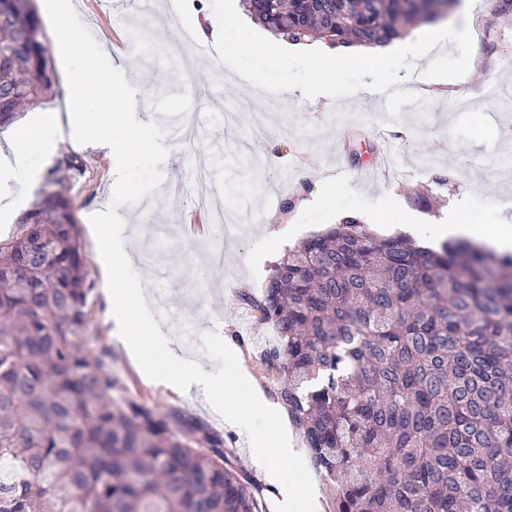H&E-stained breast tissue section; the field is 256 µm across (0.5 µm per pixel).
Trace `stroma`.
<instances>
[{
  "instance_id": "35a3bbf8",
  "label": "stroma",
  "mask_w": 512,
  "mask_h": 512,
  "mask_svg": "<svg viewBox=\"0 0 512 512\" xmlns=\"http://www.w3.org/2000/svg\"><path fill=\"white\" fill-rule=\"evenodd\" d=\"M72 2L86 31L80 40L60 34L43 10L44 0H34L54 85L46 99L0 128V142L24 133L30 148L22 166L44 179L57 158L73 152L60 133L66 124L67 71L111 70V90L119 98L127 69L139 70L142 82L152 88L141 122L165 127L174 120L184 130L181 139L165 137L169 154L159 166L164 184H181L183 193L168 200L157 189L139 203L119 207L132 230L129 254L139 252L148 236L166 233L165 272L150 266L136 267L135 272L152 293L169 299V306H154L153 314L170 336L183 338L196 324L219 333L254 389L278 412L288 411L280 398L288 379L262 361L265 349L277 339L276 329L259 322L240 294L261 296L273 266L289 249L348 215L360 217L378 235L401 233L419 242L427 240L434 224H512V111H502L501 101L489 97L492 86H512V15H503L501 0H463L451 19V26L469 28L473 37L468 70L455 84L421 76L431 57L458 56L451 42L415 60L413 73L401 84L385 91L366 86L336 100L323 95L289 100L228 70L220 116L202 94V82L218 61L213 45L196 41L187 55L171 54L156 28L162 20L169 32L194 31L198 19L211 13L212 0H151L145 14L135 9L133 0ZM106 21L129 37L125 66H110L93 50L111 40L102 29ZM48 143L53 146L49 153L44 150ZM193 147L212 151V182L231 221L230 229L214 228L208 236L224 252L220 267L193 253L182 225L184 215L200 203L189 153ZM76 155L84 173L64 191L74 208L92 285L87 298L96 332L92 348L111 353L112 371L129 397L153 409H185L221 433L238 466L263 485L266 512H276L283 487L268 482L258 468L246 433L227 424L203 395L174 392L143 378L114 336L86 232L90 216L111 202V161L91 150ZM423 189L434 196L432 210L409 202L411 192ZM34 200V188L20 190L14 175L0 170V245L15 236L18 215Z\"/></svg>"
}]
</instances>
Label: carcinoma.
I'll return each instance as SVG.
<instances>
[{"mask_svg":"<svg viewBox=\"0 0 512 512\" xmlns=\"http://www.w3.org/2000/svg\"><path fill=\"white\" fill-rule=\"evenodd\" d=\"M433 0H243L272 35L375 48ZM33 0H0V127L52 90ZM72 155L0 247V512H264L224 437L122 395L88 350ZM263 362L335 512H512V257L380 237L355 216L304 239L263 295Z\"/></svg>","mask_w":512,"mask_h":512,"instance_id":"cac0c4a2","label":"carcinoma"}]
</instances>
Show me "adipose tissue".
<instances>
[{
	"mask_svg": "<svg viewBox=\"0 0 512 512\" xmlns=\"http://www.w3.org/2000/svg\"><path fill=\"white\" fill-rule=\"evenodd\" d=\"M405 44L396 42L377 48L360 45L339 46L326 50L325 55L337 68L360 66L380 58L384 62L397 61L405 53ZM111 76L106 72H88L85 74L69 73L65 84V102L68 112L70 139L75 147L90 149L107 154L115 170H123L140 155L136 143L117 141L107 133L92 128L85 120L87 102L91 95L100 94L102 88L109 84ZM436 233L439 237L468 236L487 244L496 253L512 251V225L492 224L477 230L467 224H442Z\"/></svg>",
	"mask_w": 512,
	"mask_h": 512,
	"instance_id": "adipose-tissue-1",
	"label": "adipose tissue"
}]
</instances>
